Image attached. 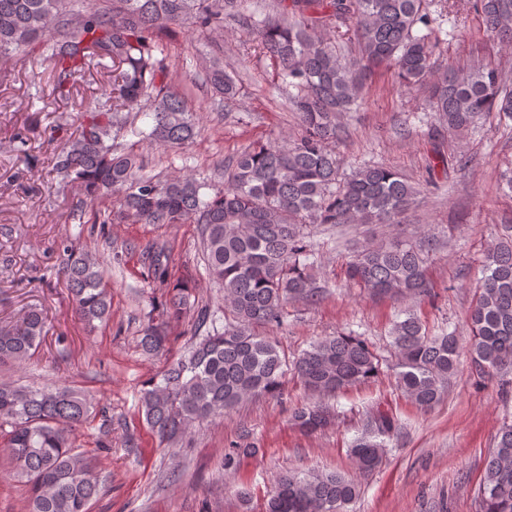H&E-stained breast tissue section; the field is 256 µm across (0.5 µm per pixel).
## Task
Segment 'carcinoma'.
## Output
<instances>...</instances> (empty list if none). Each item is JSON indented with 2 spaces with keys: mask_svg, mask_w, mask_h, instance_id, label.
Segmentation results:
<instances>
[{
  "mask_svg": "<svg viewBox=\"0 0 512 512\" xmlns=\"http://www.w3.org/2000/svg\"><path fill=\"white\" fill-rule=\"evenodd\" d=\"M448 5L430 10L428 0H271L260 19L244 0H0V57L24 50L52 65V93L73 95L77 73L112 74V99L94 102L64 138L57 170L81 194L76 211L93 223L198 224L205 270L224 291L217 315L196 297V277L172 275L166 244L145 247L153 282L165 288L162 312L149 311L138 338L147 355L166 350L168 325L196 313L194 340L143 384L142 415L159 446L177 448L196 424L224 417L258 396L280 397L288 370L319 396L378 378L381 358L361 335L350 332L313 342L294 361L255 327H279L290 298L316 302L318 262L304 232L312 224H396L417 190L395 169L378 164L343 175L332 144L347 133L342 113L358 100L366 76L393 70L405 88L430 84L429 106L438 129L460 134L484 114L512 121V77L476 64L437 68L440 22ZM475 13L498 42L512 47V0H468L456 10L457 27ZM235 21L254 38L242 42L241 60H268L298 113V135L246 147L231 164L216 166L220 182L144 172L140 154L123 143L181 150L197 135L194 113L175 87L177 65L157 34L186 25L201 33ZM355 40L358 56L336 52ZM213 105L240 93L238 73L212 58L201 72ZM146 113L152 124L138 125ZM60 280L78 320L90 331L112 319V292L103 261L92 249L65 240ZM436 250L419 240L394 238L368 245L345 264L346 279L373 296H432L427 262ZM482 287L468 310L469 352L478 375L512 369V224L500 225L481 259ZM43 310L26 309L0 327V363L23 366L46 341ZM391 346L398 387L422 410L444 396L460 356L456 331L431 334L413 313L394 321ZM92 400L70 387L34 388L0 383V433L17 480L28 487L25 512H89L103 490L95 457L77 452L71 432L89 415ZM334 410L325 403L294 409L292 423L306 433L327 428ZM398 426L380 409L369 415L349 456L355 474L287 472L279 476L266 512H346L359 494L358 479L382 463ZM259 451L245 430L224 453V471L236 473ZM480 512H512V420L501 427L478 489Z\"/></svg>",
  "mask_w": 512,
  "mask_h": 512,
  "instance_id": "carcinoma-1",
  "label": "carcinoma"
}]
</instances>
